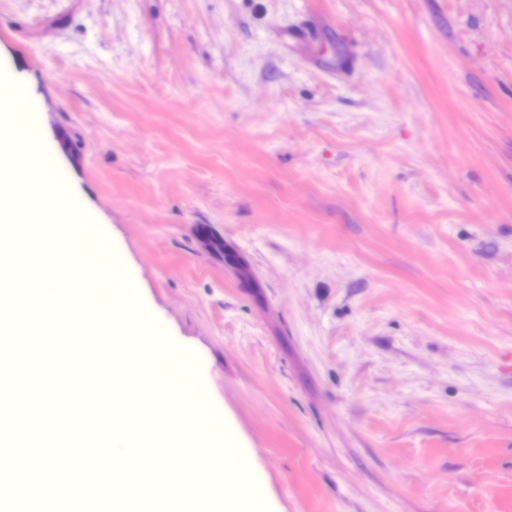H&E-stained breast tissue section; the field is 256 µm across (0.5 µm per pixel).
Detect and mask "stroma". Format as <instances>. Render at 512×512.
<instances>
[{
    "instance_id": "stroma-1",
    "label": "stroma",
    "mask_w": 512,
    "mask_h": 512,
    "mask_svg": "<svg viewBox=\"0 0 512 512\" xmlns=\"http://www.w3.org/2000/svg\"><path fill=\"white\" fill-rule=\"evenodd\" d=\"M0 89L226 501L512 512V0H0Z\"/></svg>"
}]
</instances>
